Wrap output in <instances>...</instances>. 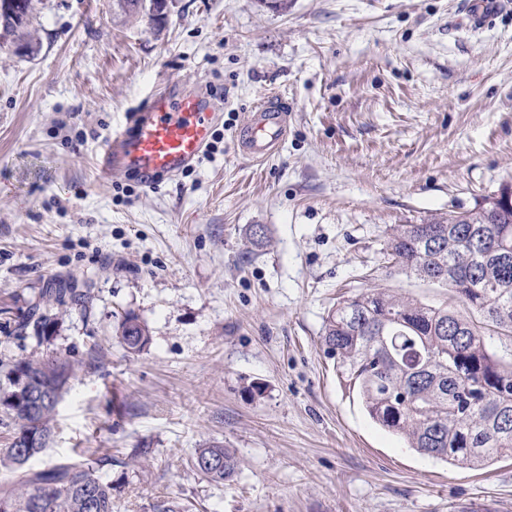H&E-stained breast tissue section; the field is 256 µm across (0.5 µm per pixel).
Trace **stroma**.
Wrapping results in <instances>:
<instances>
[{
    "label": "stroma",
    "instance_id": "stroma-1",
    "mask_svg": "<svg viewBox=\"0 0 512 512\" xmlns=\"http://www.w3.org/2000/svg\"><path fill=\"white\" fill-rule=\"evenodd\" d=\"M34 0L40 50L0 38V360L76 366L35 471L98 448L113 512H512V457L453 466L373 423L322 342L339 297L453 289L386 267L396 224L477 211L512 183V0ZM214 88L215 151L145 187L96 158L160 85ZM287 102L288 137L242 154L245 115ZM264 228L263 242L250 232ZM88 310L20 339L69 277ZM135 314L151 336L128 352ZM233 449L220 482L197 449ZM40 306L37 305L31 308L26 314L19 317V321L16 325L17 336L28 337V331L32 330L33 335L37 340H40L44 336H48L54 327V322L51 318L44 314L38 313ZM117 332L119 333L123 345L130 352H140L150 343V335L147 327L132 313L124 317L119 324ZM130 336L133 337L132 342L129 340ZM202 459H211L214 461H223L224 469L216 473H207L201 467ZM211 461L206 465L210 468L218 467L219 463ZM236 457L230 448H224L223 445L212 444L205 448L198 449L193 461L192 466L194 470L201 476L215 482L223 481L232 477L236 469Z\"/></svg>",
    "mask_w": 512,
    "mask_h": 512
}]
</instances>
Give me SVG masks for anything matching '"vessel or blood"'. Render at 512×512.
<instances>
[{"label": "vessel or blood", "mask_w": 512, "mask_h": 512, "mask_svg": "<svg viewBox=\"0 0 512 512\" xmlns=\"http://www.w3.org/2000/svg\"><path fill=\"white\" fill-rule=\"evenodd\" d=\"M213 101L194 91L156 90L135 119L133 134L116 133L97 158L101 173L134 171L145 181L176 177L206 150L215 119ZM288 136V105L266 100L250 112L238 136L239 149L257 160L279 151Z\"/></svg>", "instance_id": "vessel-or-blood-1"}]
</instances>
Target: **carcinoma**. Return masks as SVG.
<instances>
[{"instance_id": "1", "label": "carcinoma", "mask_w": 512, "mask_h": 512, "mask_svg": "<svg viewBox=\"0 0 512 512\" xmlns=\"http://www.w3.org/2000/svg\"><path fill=\"white\" fill-rule=\"evenodd\" d=\"M123 11L162 14L166 0H117ZM32 0H0V31L15 51L33 56L29 37ZM494 210L493 224H483ZM392 264L455 289L467 309L479 312L492 331L512 337V195L489 196L475 212L438 217L427 226L400 224L387 243ZM59 307L89 306L87 292L63 284L50 294ZM51 318L31 308L16 331L37 339L49 335ZM125 348L140 352L150 343L147 327L129 313L117 329ZM325 354L381 427L404 436L408 447L444 461L471 463L512 455V361L490 353L483 334L461 311L436 308L387 291H369L338 302L323 324ZM74 365L62 358H24L0 363V416L12 434L0 448V466L22 471L18 485L0 489V512H112V484L95 464L110 458L60 462L28 474L24 466L44 452L18 448L15 439H48ZM53 393L55 401L21 405L23 380ZM224 462L209 473L201 460ZM192 466L215 482L232 477L234 452L212 444L198 449Z\"/></svg>"}]
</instances>
